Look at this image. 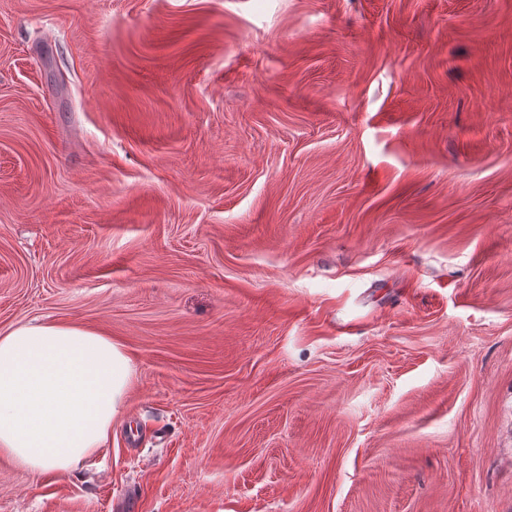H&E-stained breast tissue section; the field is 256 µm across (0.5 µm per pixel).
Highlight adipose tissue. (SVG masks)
<instances>
[{
	"mask_svg": "<svg viewBox=\"0 0 512 512\" xmlns=\"http://www.w3.org/2000/svg\"><path fill=\"white\" fill-rule=\"evenodd\" d=\"M124 347L81 323L20 324L0 336V452L69 471L112 433L130 386Z\"/></svg>",
	"mask_w": 512,
	"mask_h": 512,
	"instance_id": "ef3b65f1",
	"label": "adipose tissue"
}]
</instances>
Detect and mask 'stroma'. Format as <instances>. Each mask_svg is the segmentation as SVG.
<instances>
[{"instance_id": "35a3bbf8", "label": "stroma", "mask_w": 512, "mask_h": 512, "mask_svg": "<svg viewBox=\"0 0 512 512\" xmlns=\"http://www.w3.org/2000/svg\"><path fill=\"white\" fill-rule=\"evenodd\" d=\"M132 387L0 512H512V0H0V334Z\"/></svg>"}]
</instances>
